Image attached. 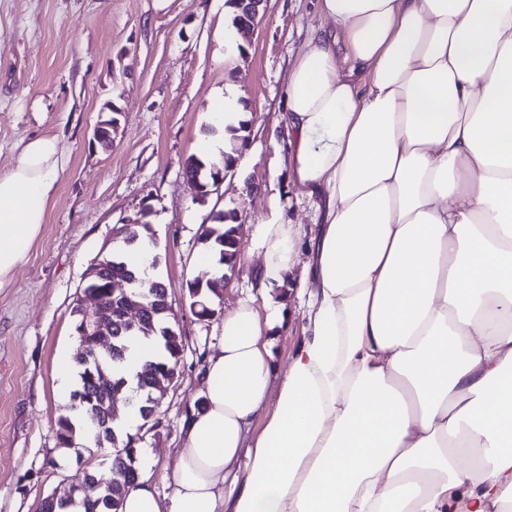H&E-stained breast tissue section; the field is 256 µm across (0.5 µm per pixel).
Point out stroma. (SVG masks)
Wrapping results in <instances>:
<instances>
[{
  "label": "stroma",
  "mask_w": 512,
  "mask_h": 512,
  "mask_svg": "<svg viewBox=\"0 0 512 512\" xmlns=\"http://www.w3.org/2000/svg\"><path fill=\"white\" fill-rule=\"evenodd\" d=\"M231 21L226 0H169L162 10L154 0H0V173L39 135L59 136L66 160L40 236L0 290V512H39L82 467L105 464L99 449L56 444L55 423L74 389L56 363L77 349L71 311L117 225L151 224L184 345L160 424L137 445L139 470L162 497L172 491L183 418L224 313L250 285L255 225L280 214L304 238L316 233L282 164L290 144L281 119L288 73L321 24L316 0H269L242 52ZM223 92L244 108L243 151L253 160L236 162L198 203L184 168L210 123V99ZM108 101L121 113L104 150L92 132ZM220 210L238 216L239 259L214 316L201 320L184 284L198 269L202 227ZM283 291L291 315L274 346L282 371L304 326L297 279Z\"/></svg>",
  "instance_id": "35a3bbf8"
}]
</instances>
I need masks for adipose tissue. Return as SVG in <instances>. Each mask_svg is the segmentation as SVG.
<instances>
[{"label":"adipose tissue","instance_id":"ef3b65f1","mask_svg":"<svg viewBox=\"0 0 512 512\" xmlns=\"http://www.w3.org/2000/svg\"><path fill=\"white\" fill-rule=\"evenodd\" d=\"M330 26L285 85L284 163L319 232L259 224L171 496L120 512H512V0H318ZM216 161L238 125L211 104ZM60 140L0 174V289L46 220ZM303 264L304 336L282 378L274 301Z\"/></svg>","mask_w":512,"mask_h":512}]
</instances>
